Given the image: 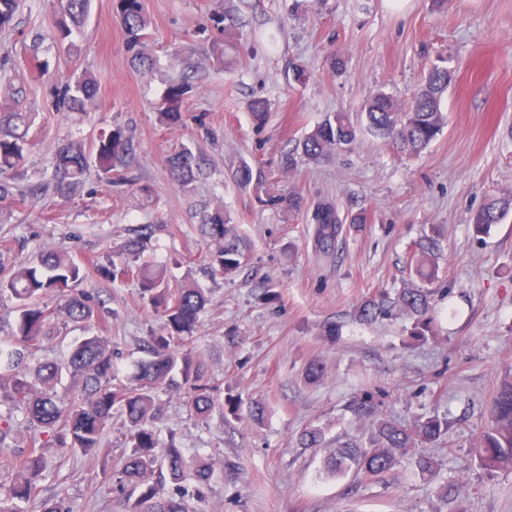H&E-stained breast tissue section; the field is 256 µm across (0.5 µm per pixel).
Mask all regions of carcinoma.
<instances>
[{"label":"carcinoma","mask_w":512,"mask_h":512,"mask_svg":"<svg viewBox=\"0 0 512 512\" xmlns=\"http://www.w3.org/2000/svg\"><path fill=\"white\" fill-rule=\"evenodd\" d=\"M53 8V43L64 48L73 45L72 36L83 23L89 0H51ZM21 5V0H0V29L8 27ZM116 12L126 36L128 48L139 69H152L154 60L146 53L150 21L142 0H117ZM453 79L444 65H432L424 83L406 105L392 96L377 92L368 97L361 116L365 127L401 151L416 155L426 149L447 124L445 94ZM193 86L186 75L171 81L165 88L158 108L163 125L178 121L180 109ZM56 96L69 111H82L95 101L96 80L78 77L56 88ZM269 104L256 99L250 104L255 125L265 124ZM35 120L32 112L0 103V201L24 200L30 191L3 178V174L23 164L28 150L27 134ZM358 126L346 112H333L317 123L281 158L280 168L295 169L299 162H318L358 143ZM136 154L132 135L115 126L103 129L91 139V147L80 141L61 145L55 154L54 178L39 185L42 191L68 197L83 183L89 165H95L106 183L120 184ZM170 178L182 186L203 174L201 157L189 146H181L166 159ZM512 208V196L490 195L473 215L476 232L501 221ZM365 213H345L331 199L318 200L312 211L315 251L331 258L335 244L346 224H365ZM201 232L209 242L206 255L212 273L231 277L249 259V246L240 234L239 225L218 205L203 214ZM147 243L140 233L123 245L125 257L104 261L89 257L75 258L66 249L43 252L32 262H23L0 276V293L14 300L15 322L10 345L0 347V441L15 430L18 421L38 431L24 447L0 448V473L10 477L5 492H0V512H20L16 503L39 502L41 512H72L65 501L45 495L41 481L45 468L46 448L64 453L80 452L96 455L105 441L106 429L117 412L129 425L131 452L114 473L102 466L104 480L118 475L120 485L132 486L136 498L128 504V512H187L183 497L175 493L161 494L154 482L158 462L166 465L172 483L179 485L193 478L200 486L213 475L208 464L188 472L176 433L169 431L168 441L160 444L154 428V392L159 387L182 390L189 409L200 419L217 413L224 416L223 383L206 375L192 346L208 298L205 289L190 276L170 285L164 265L147 267L137 264ZM410 268L423 281L435 278L438 270L437 247L432 241H421L410 256ZM107 283L132 277L141 285V299L162 319L161 333L144 344L145 357L139 363L134 383L112 384L114 371L112 325L103 320L106 301L90 291L75 294L72 285L90 276ZM52 295L58 299L55 309L43 303ZM406 309L414 316L412 336L423 338L433 320L434 307L429 292L423 288H402L396 294L381 292L365 301L359 309V320L372 322L391 315L394 307ZM86 332L76 341L63 360H44L35 364V356L46 339L47 328L54 315ZM181 348L171 347L173 339ZM77 383V390H57L63 376ZM448 434V421L431 416L419 421L414 429L401 428L389 421L376 423L365 445L355 444L336 450L327 469L344 473L356 467L365 477L375 478L391 470L397 456L405 455L420 443H433ZM479 467L486 472L512 469V379L497 387L493 399L490 424L479 435L475 448Z\"/></svg>","instance_id":"carcinoma-1"}]
</instances>
